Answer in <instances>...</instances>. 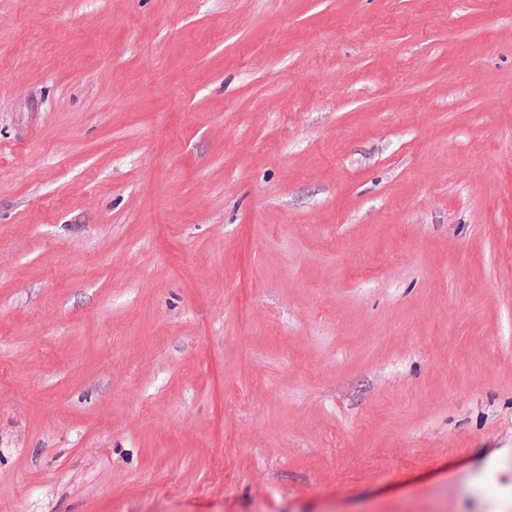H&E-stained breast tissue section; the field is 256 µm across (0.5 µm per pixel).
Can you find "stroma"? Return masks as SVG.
Instances as JSON below:
<instances>
[{"instance_id":"obj_1","label":"stroma","mask_w":512,"mask_h":512,"mask_svg":"<svg viewBox=\"0 0 512 512\" xmlns=\"http://www.w3.org/2000/svg\"><path fill=\"white\" fill-rule=\"evenodd\" d=\"M507 484L512 0H0V512Z\"/></svg>"}]
</instances>
